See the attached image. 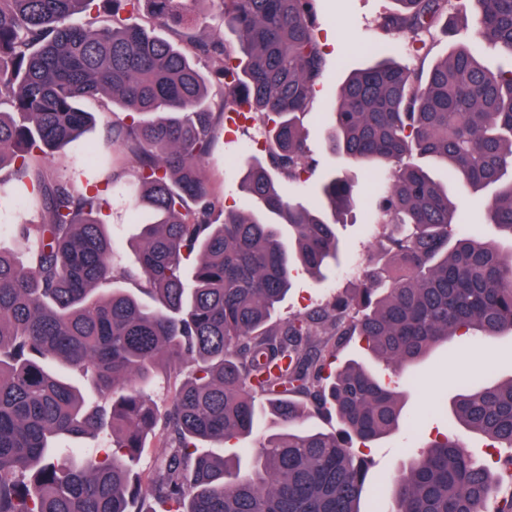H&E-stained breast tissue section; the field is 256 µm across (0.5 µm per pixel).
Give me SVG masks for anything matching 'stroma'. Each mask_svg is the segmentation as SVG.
I'll list each match as a JSON object with an SVG mask.
<instances>
[{"label":"stroma","mask_w":512,"mask_h":512,"mask_svg":"<svg viewBox=\"0 0 512 512\" xmlns=\"http://www.w3.org/2000/svg\"><path fill=\"white\" fill-rule=\"evenodd\" d=\"M392 0H322L318 23L322 34L331 36L327 46V72L323 86L318 87L312 112L304 120L306 143L319 162V172L346 168L344 159L332 154L326 144L327 125L325 112L329 111L335 94L351 71L366 67L374 58L366 45L377 39L375 30L378 18L393 10ZM263 137L260 118L254 117L240 122L232 118L224 121V135L214 156L205 169L210 179L219 187L225 204L239 209H249L248 197L239 191L235 169L244 156L256 153V141ZM49 168L78 177L90 188L98 190L106 204L102 220L111 235L117 254L123 262H130L132 247L138 241L141 226L132 198L127 190L106 186L98 179L97 165L88 161L84 153L67 148L47 159ZM25 203L18 196L0 199V247L24 256L26 244L12 235V225L32 219ZM355 273L350 267H341L325 282L305 276L297 280L283 302L279 318L288 319L326 303L334 294L356 287ZM480 361H473L470 350L462 343L453 349L439 347L420 362L410 367L403 375L404 411L414 417L416 430L405 429L368 443L355 445L356 454L365 456L373 463L376 475L393 474L407 468L411 461L410 448L436 433L446 431L448 417L458 389V367L470 362L472 373L479 382L504 381L512 377V335H507L483 345Z\"/></svg>","instance_id":"35a3bbf8"}]
</instances>
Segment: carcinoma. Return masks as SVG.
I'll return each mask as SVG.
<instances>
[{
  "mask_svg": "<svg viewBox=\"0 0 512 512\" xmlns=\"http://www.w3.org/2000/svg\"><path fill=\"white\" fill-rule=\"evenodd\" d=\"M140 2L112 0L102 20L99 0H0V195L20 188L37 213L12 229L25 258L0 249V512H361L372 480L391 486L390 512H512V453L492 470L454 432L512 450V377L461 376L448 431L402 472L372 478L351 451L413 424L401 380L417 361L512 332V67L493 72L457 46L428 69L383 61L342 82L327 146L373 183L362 230L382 258L351 293L278 321L299 274L341 266L336 226L356 206L340 174L318 183L319 206L283 192L315 172L303 119L327 67L318 0H193L219 12L233 47L190 32L186 0H147V24L129 22ZM395 2L384 41L429 54L455 35L454 11L512 57V0ZM171 26L178 44L158 33ZM99 97L124 113L107 144L135 165L98 148L94 159L147 214L130 265L114 262L103 200L43 164L90 130L81 103ZM226 112L265 123V157L241 170L248 213L224 205L204 168ZM430 163L482 198L479 223L458 222ZM354 336L389 379L354 359L332 368ZM162 364L173 383L161 409ZM261 406L273 426L246 470L203 449L255 435ZM324 414L336 430L304 427ZM81 438L111 451L76 455ZM153 439L164 451L145 484Z\"/></svg>",
  "mask_w": 512,
  "mask_h": 512,
  "instance_id": "obj_1",
  "label": "carcinoma"
}]
</instances>
